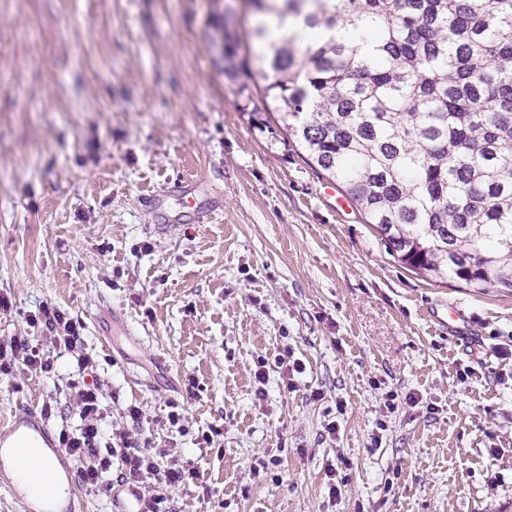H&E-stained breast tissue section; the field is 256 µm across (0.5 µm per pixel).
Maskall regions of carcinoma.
Here are the masks:
<instances>
[{"label":"carcinoma","mask_w":512,"mask_h":512,"mask_svg":"<svg viewBox=\"0 0 512 512\" xmlns=\"http://www.w3.org/2000/svg\"><path fill=\"white\" fill-rule=\"evenodd\" d=\"M267 111L336 179L406 268L512 290V0H250ZM360 18L369 49L336 38ZM224 71L234 43L220 29Z\"/></svg>","instance_id":"cac0c4a2"}]
</instances>
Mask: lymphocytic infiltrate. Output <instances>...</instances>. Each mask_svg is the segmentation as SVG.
<instances>
[{
  "mask_svg": "<svg viewBox=\"0 0 512 512\" xmlns=\"http://www.w3.org/2000/svg\"><path fill=\"white\" fill-rule=\"evenodd\" d=\"M29 320L42 326L52 347L72 353L75 361L67 389L78 422L63 426L58 441L78 465L82 483L106 491L116 484L128 487L142 512H167L168 488L196 479V469L188 463L165 462L164 451L141 446L133 431L143 418L139 406H127L122 423L111 424L112 410L104 401V383L96 375L97 361L77 347L84 329L80 319L45 304ZM16 364L35 375L51 369L43 349L29 336L0 340V373L9 374Z\"/></svg>",
  "mask_w": 512,
  "mask_h": 512,
  "instance_id": "lymphocytic-infiltrate-1",
  "label": "lymphocytic infiltrate"
}]
</instances>
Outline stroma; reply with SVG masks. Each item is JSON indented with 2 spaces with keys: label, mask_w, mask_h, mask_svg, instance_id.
Returning <instances> with one entry per match:
<instances>
[{
  "label": "stroma",
  "mask_w": 512,
  "mask_h": 512,
  "mask_svg": "<svg viewBox=\"0 0 512 512\" xmlns=\"http://www.w3.org/2000/svg\"><path fill=\"white\" fill-rule=\"evenodd\" d=\"M222 20L253 17L243 0H0V336L42 342L27 317L46 302L83 320L113 412L142 407L147 447L199 472L169 512H512V291L415 274L341 212L266 112L257 52L225 77ZM283 355L305 366L292 391ZM67 363L0 379V425L48 403L59 430Z\"/></svg>",
  "instance_id": "1"
}]
</instances>
